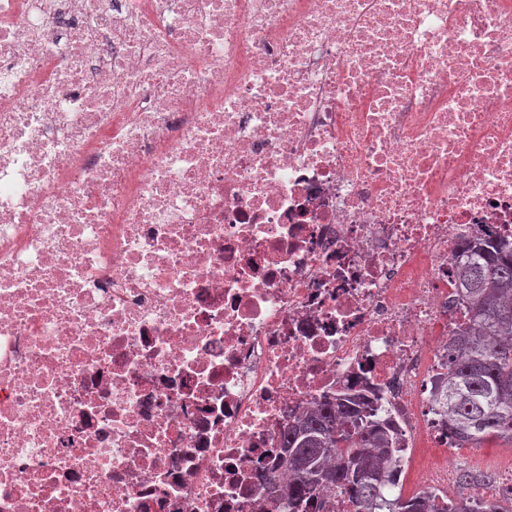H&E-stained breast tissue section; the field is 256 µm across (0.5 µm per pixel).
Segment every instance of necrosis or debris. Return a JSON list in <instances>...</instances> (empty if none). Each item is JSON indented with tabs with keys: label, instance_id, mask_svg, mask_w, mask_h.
Returning <instances> with one entry per match:
<instances>
[{
	"label": "necrosis or debris",
	"instance_id": "obj_1",
	"mask_svg": "<svg viewBox=\"0 0 512 512\" xmlns=\"http://www.w3.org/2000/svg\"><path fill=\"white\" fill-rule=\"evenodd\" d=\"M473 236L512 241V0H0V512H262L348 386L459 501Z\"/></svg>",
	"mask_w": 512,
	"mask_h": 512
}]
</instances>
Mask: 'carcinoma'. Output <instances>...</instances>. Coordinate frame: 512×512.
<instances>
[{"label": "carcinoma", "instance_id": "carcinoma-1", "mask_svg": "<svg viewBox=\"0 0 512 512\" xmlns=\"http://www.w3.org/2000/svg\"><path fill=\"white\" fill-rule=\"evenodd\" d=\"M458 263L460 299L469 321L448 339V433L459 448L496 438L512 444V242L466 241ZM394 427L360 393L327 400L317 411L288 421L282 433L284 481L266 477L267 512H325L336 494L358 512H448L430 497L384 495L396 483ZM492 476L461 469V486ZM454 512H505L499 501H461Z\"/></svg>", "mask_w": 512, "mask_h": 512}]
</instances>
